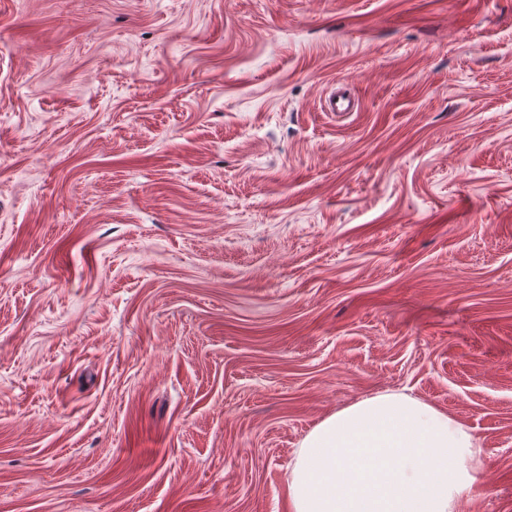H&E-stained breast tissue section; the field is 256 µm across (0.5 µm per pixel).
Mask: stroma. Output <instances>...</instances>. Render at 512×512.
I'll return each mask as SVG.
<instances>
[{"label": "stroma", "instance_id": "obj_1", "mask_svg": "<svg viewBox=\"0 0 512 512\" xmlns=\"http://www.w3.org/2000/svg\"><path fill=\"white\" fill-rule=\"evenodd\" d=\"M386 391L512 512V0H0V512H291Z\"/></svg>", "mask_w": 512, "mask_h": 512}]
</instances>
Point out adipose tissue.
Segmentation results:
<instances>
[{"label": "adipose tissue", "mask_w": 512, "mask_h": 512, "mask_svg": "<svg viewBox=\"0 0 512 512\" xmlns=\"http://www.w3.org/2000/svg\"><path fill=\"white\" fill-rule=\"evenodd\" d=\"M474 434L416 398L378 393L302 440L288 479L292 512H456L475 482Z\"/></svg>", "instance_id": "obj_1"}]
</instances>
